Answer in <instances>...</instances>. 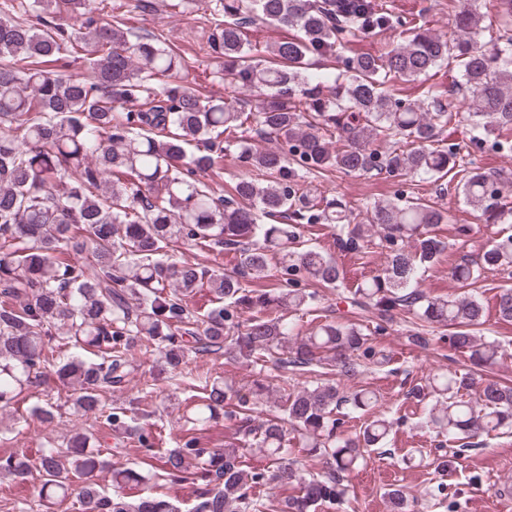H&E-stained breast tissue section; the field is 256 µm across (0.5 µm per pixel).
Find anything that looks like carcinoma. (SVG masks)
I'll use <instances>...</instances> for the list:
<instances>
[{"label":"carcinoma","instance_id":"1","mask_svg":"<svg viewBox=\"0 0 512 512\" xmlns=\"http://www.w3.org/2000/svg\"><path fill=\"white\" fill-rule=\"evenodd\" d=\"M211 26L212 81L254 94L230 102L184 84L185 60L166 40L132 33L128 17H101L96 0H0V410L52 377L69 387L73 429L35 454L0 458V473L43 480L22 512H51L73 500L76 512H181L171 495L127 499L131 483L197 486L188 512H323L345 501L347 476L367 453L384 447L393 421L377 395L313 388L281 370L307 374L333 367L354 375L389 358L376 352L368 327L325 321L304 330L320 288L339 289L343 270L317 247H294L295 234L260 218L334 224L344 251L368 254L376 240L394 246L382 271L348 289L350 305L372 315L375 328L398 316L425 345L439 330L472 369L437 373L409 394L424 404L423 423L459 447L434 461L447 472L468 441L512 434V384L488 374L502 357L483 324L478 284L512 269V235L495 239L479 261L452 266L463 297H430L417 272L439 261L447 244L438 228L446 212L422 198L376 200L357 221L314 181L343 173L410 175L439 181L461 173L459 195L488 224H511L512 204L499 179L471 166L460 152L434 144L460 118L485 137L512 131V0H499L498 40L481 42L479 0L457 13L450 43L424 25L394 14L379 0H203ZM288 36L262 49L248 39L258 22ZM401 29L403 42L382 55L359 54L332 85L314 81L310 66L336 56L343 39ZM88 74L70 70L77 63ZM455 65L472 103L450 112L433 100L405 104L387 84ZM238 134L240 158L254 174L228 197L205 177L224 163V133ZM285 147L257 149L253 137ZM234 253L232 273L186 256L183 245ZM304 272L314 289L290 288ZM501 320L512 322V289L496 295ZM153 348L173 393L191 389L182 418L202 431L222 418L238 421V442L208 448L195 435L156 448V412L133 398L106 402L129 382L137 348ZM59 356H54V349ZM236 354L257 370L247 390L220 375L186 386L192 354ZM275 411L253 424L265 397ZM363 419L351 436L336 434V409ZM54 422L50 400L29 408ZM92 421L84 427L83 421ZM137 438L145 473L92 447L101 435ZM308 449L320 471L292 458ZM266 461L246 464L244 451ZM112 474L113 493L94 473ZM288 486L285 498L252 496L260 485ZM390 512H407L416 495L385 493Z\"/></svg>","mask_w":512,"mask_h":512}]
</instances>
